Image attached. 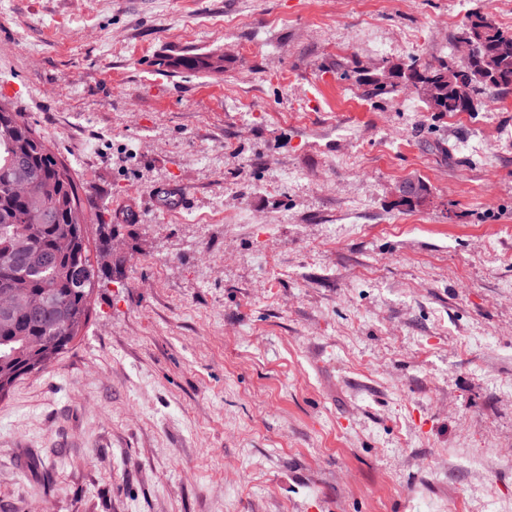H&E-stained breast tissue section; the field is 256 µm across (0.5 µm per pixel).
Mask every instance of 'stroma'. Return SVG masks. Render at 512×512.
Masks as SVG:
<instances>
[{"label":"stroma","instance_id":"35a3bbf8","mask_svg":"<svg viewBox=\"0 0 512 512\" xmlns=\"http://www.w3.org/2000/svg\"><path fill=\"white\" fill-rule=\"evenodd\" d=\"M478 10L512 28V0H0V101L124 257L0 397V512H512V91L439 117L342 76L453 56ZM159 67H164L172 72L181 69L195 72L222 75L224 73V56L217 53L209 54H183L176 57L164 56L157 61ZM398 186H406L407 190L398 196L397 205L412 207L426 201L430 195L428 186L419 180H406Z\"/></svg>","mask_w":512,"mask_h":512}]
</instances>
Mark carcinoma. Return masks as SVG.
Instances as JSON below:
<instances>
[{
  "label": "carcinoma",
  "mask_w": 512,
  "mask_h": 512,
  "mask_svg": "<svg viewBox=\"0 0 512 512\" xmlns=\"http://www.w3.org/2000/svg\"><path fill=\"white\" fill-rule=\"evenodd\" d=\"M479 46L473 59L448 66L389 61L357 72L369 98L392 97L410 88L431 112H473L484 99L512 89V28L472 13L457 36ZM217 53L164 56L158 66L224 74ZM397 205L426 201L428 186L406 180ZM92 207L68 167L24 116L0 104V395L45 369L41 353L63 354L88 318L93 284L120 272L121 259L96 267L86 245ZM97 252H114L115 225L96 216Z\"/></svg>",
  "instance_id": "cac0c4a2"
}]
</instances>
